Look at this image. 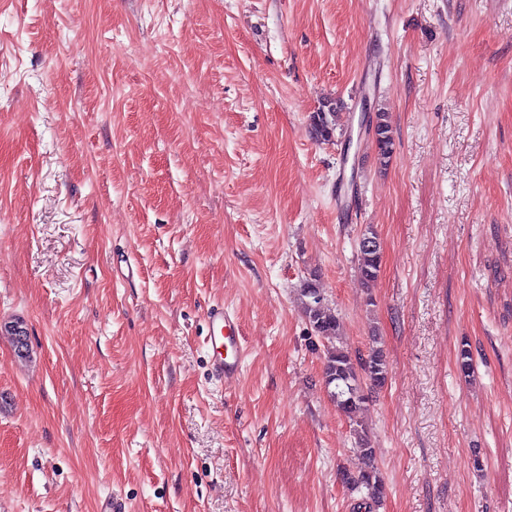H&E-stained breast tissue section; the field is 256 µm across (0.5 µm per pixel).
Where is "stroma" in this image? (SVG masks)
Returning <instances> with one entry per match:
<instances>
[{"label": "stroma", "instance_id": "obj_1", "mask_svg": "<svg viewBox=\"0 0 512 512\" xmlns=\"http://www.w3.org/2000/svg\"><path fill=\"white\" fill-rule=\"evenodd\" d=\"M312 277L386 355L378 504L340 479ZM216 305L246 349L221 381ZM115 501L512 512V0H0V512ZM325 107H327L326 110L315 112L311 116V133L315 139L328 142L335 134L338 104L331 103ZM375 145L378 158L384 164L388 163L393 152L392 126L387 112H376L375 115ZM357 272L360 283L364 288H370L380 272L382 255L376 232L367 227L358 243Z\"/></svg>", "mask_w": 512, "mask_h": 512}]
</instances>
